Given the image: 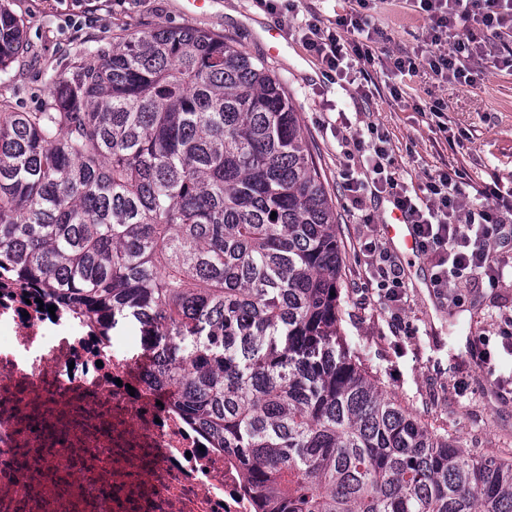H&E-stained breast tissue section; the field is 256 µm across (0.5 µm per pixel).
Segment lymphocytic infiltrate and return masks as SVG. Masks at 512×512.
Instances as JSON below:
<instances>
[{"label": "lymphocytic infiltrate", "mask_w": 512, "mask_h": 512, "mask_svg": "<svg viewBox=\"0 0 512 512\" xmlns=\"http://www.w3.org/2000/svg\"><path fill=\"white\" fill-rule=\"evenodd\" d=\"M426 22L430 44L414 55L392 58L390 72L400 79L429 74L443 83H471V63L491 59L493 64L510 66L512 58L496 55L492 46L472 38L460 37V26L476 25L493 33L512 30V0H418ZM302 39L326 66L340 77L357 72L367 77L375 57L371 47L368 19L357 9L339 17L335 27L325 26L319 17L305 21ZM468 179L458 167L431 178L425 185L424 203L400 189L391 170L389 150L373 146L360 169L348 170L346 189L362 194L366 187L392 196L395 208L414 225L421 255L431 262V285L440 290L467 284L475 288L497 287L502 270L489 260L491 247L512 246V225L505 215H512V201L497 189L483 188L489 200L480 211L466 209L461 186ZM365 256V274L376 283L390 301H401L404 284L388 250L374 236L360 242Z\"/></svg>", "instance_id": "f902f5d3"}]
</instances>
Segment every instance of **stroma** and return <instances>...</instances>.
<instances>
[{
    "label": "stroma",
    "instance_id": "obj_1",
    "mask_svg": "<svg viewBox=\"0 0 512 512\" xmlns=\"http://www.w3.org/2000/svg\"><path fill=\"white\" fill-rule=\"evenodd\" d=\"M23 23L28 52L0 74V96L30 112L47 99L51 83L66 71L76 50L101 45L119 34L178 27L230 38L263 60L283 83L299 115L336 207L341 244L340 310L345 345L357 362L430 431L448 436L476 456L512 460V274L495 288L462 289L461 302L430 283V263L421 255H393L405 284V303L380 297L366 279L359 242L390 221L385 194L354 201L345 189L348 156L385 135L398 184L419 191L429 178L457 166L471 177L464 187L468 208H481L475 186L512 189V69L485 65L470 85L418 81L393 100V80L371 68L376 84L369 97L338 79L301 41L309 14L326 26L349 12V0H295L292 9L268 11L255 0H211L190 14L184 0H9ZM378 31V54L413 52L426 28L410 0H368L364 10ZM283 42L268 56L269 27ZM444 103L443 117L430 108ZM345 127H337L338 114Z\"/></svg>",
    "mask_w": 512,
    "mask_h": 512
}]
</instances>
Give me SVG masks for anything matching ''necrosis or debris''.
<instances>
[{
	"label": "necrosis or debris",
	"mask_w": 512,
	"mask_h": 512,
	"mask_svg": "<svg viewBox=\"0 0 512 512\" xmlns=\"http://www.w3.org/2000/svg\"><path fill=\"white\" fill-rule=\"evenodd\" d=\"M41 295L0 285V512H256L237 459L149 390L142 329Z\"/></svg>",
	"instance_id": "4bbe7bcc"
}]
</instances>
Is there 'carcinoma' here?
<instances>
[{
    "label": "carcinoma",
    "mask_w": 512,
    "mask_h": 512,
    "mask_svg": "<svg viewBox=\"0 0 512 512\" xmlns=\"http://www.w3.org/2000/svg\"><path fill=\"white\" fill-rule=\"evenodd\" d=\"M27 49L0 0V72ZM275 218H270L271 213ZM336 212L283 84L164 28L0 99V278L103 330L238 459L259 512H512V461L430 432L340 344Z\"/></svg>",
    "instance_id": "obj_1"
}]
</instances>
